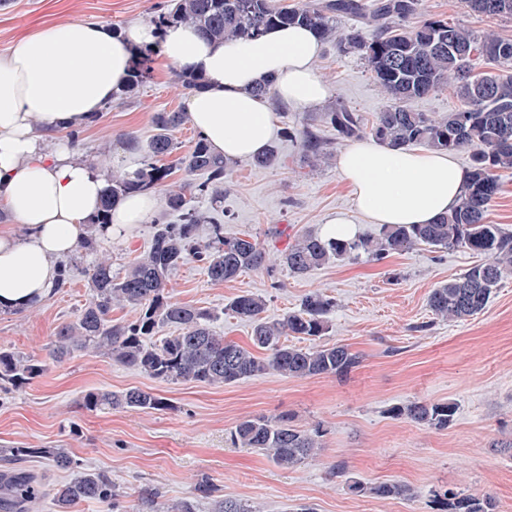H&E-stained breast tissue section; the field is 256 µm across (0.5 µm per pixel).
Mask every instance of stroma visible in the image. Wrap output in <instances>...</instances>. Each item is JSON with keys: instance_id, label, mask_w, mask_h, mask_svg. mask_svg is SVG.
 I'll return each mask as SVG.
<instances>
[{"instance_id": "1", "label": "stroma", "mask_w": 512, "mask_h": 512, "mask_svg": "<svg viewBox=\"0 0 512 512\" xmlns=\"http://www.w3.org/2000/svg\"><path fill=\"white\" fill-rule=\"evenodd\" d=\"M159 0H6L0 4V54L19 36L54 21L94 19L123 29L148 23ZM422 18H437L482 33L512 39V20L468 11L462 0H423ZM330 87L328 105L343 104L373 119L385 103L362 60L323 44L315 63ZM188 95L174 68L153 62V77L131 99L82 128L79 156L120 174L131 146L149 147L157 112L181 111ZM319 109L287 104L276 113L272 140L280 162L260 168L252 159L234 161L220 201L196 199L205 215L219 218L228 236L251 235L277 254L305 233H319L331 215H345L363 236L378 225L357 211L337 158L346 144L328 126L316 131L331 158L311 167L301 160L298 141L284 131L314 125ZM165 206L141 224L102 241L112 273L124 276L130 262L150 247L155 224L175 222ZM95 257L69 256L70 281L34 308L0 312V344L46 358L50 340L63 322L74 320L86 302L83 267ZM476 261L458 248L426 247L390 254L380 261L343 259L297 276L285 268L251 271L216 284L199 263H184L172 283L178 300L220 312L216 329L246 346L251 327L229 312L238 295L266 301L268 319L299 309L304 296L319 292L336 306L328 316L325 344H343L362 356L347 376L286 378L268 373L229 385L169 383L82 352L51 365L24 390L0 392V446L66 448L86 467L110 473L128 491L130 512H139L138 488H155L163 502L188 496L208 476L215 496L255 506L256 512H438V492L492 496L496 512H512V277L496 288L484 311L446 321L428 306L431 290L462 276ZM140 388L167 399L162 411L103 410L79 405L83 393ZM450 402L456 408L448 428L437 430L392 408L412 402ZM291 415L295 426L323 425L317 457L293 469L275 465L256 449L231 443L230 430L251 416ZM344 476H334V469ZM408 486L407 496L377 498L351 490L350 481Z\"/></svg>"}]
</instances>
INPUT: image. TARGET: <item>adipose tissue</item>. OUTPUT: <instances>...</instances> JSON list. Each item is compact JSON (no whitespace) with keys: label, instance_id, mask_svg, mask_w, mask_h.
I'll use <instances>...</instances> for the list:
<instances>
[{"label":"adipose tissue","instance_id":"adipose-tissue-1","mask_svg":"<svg viewBox=\"0 0 512 512\" xmlns=\"http://www.w3.org/2000/svg\"><path fill=\"white\" fill-rule=\"evenodd\" d=\"M151 46L165 65L201 74L206 88L186 99V119L227 160L264 152L276 116L251 94L266 81L284 102L316 106L330 90L316 74L321 52L301 26L224 43L194 29L165 32L132 22L112 31L97 21H58L17 38L0 55V208L26 230H0V310H23L45 297L56 261L72 254L109 186L107 169L59 146L63 127L84 125L127 78L135 52ZM339 171L357 209L375 224H428L457 205L469 171L451 154L352 143ZM152 194L128 196L107 233L140 224L157 208Z\"/></svg>","mask_w":512,"mask_h":512}]
</instances>
